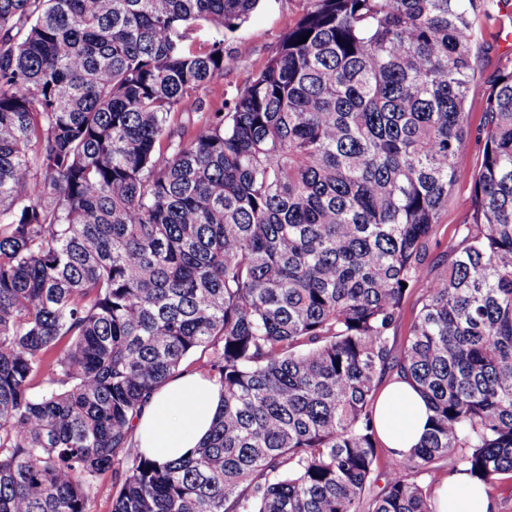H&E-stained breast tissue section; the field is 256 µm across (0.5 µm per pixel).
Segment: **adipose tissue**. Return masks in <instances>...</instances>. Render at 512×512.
I'll return each mask as SVG.
<instances>
[{"label":"adipose tissue","instance_id":"adipose-tissue-1","mask_svg":"<svg viewBox=\"0 0 512 512\" xmlns=\"http://www.w3.org/2000/svg\"><path fill=\"white\" fill-rule=\"evenodd\" d=\"M221 406L218 385L201 373H183L162 385L145 405L135 428L140 448L158 461L189 454L206 436ZM428 407L407 382L389 383L380 393L375 424L382 444L407 452L419 444ZM438 512H496L485 485L466 473L448 477L437 491Z\"/></svg>","mask_w":512,"mask_h":512}]
</instances>
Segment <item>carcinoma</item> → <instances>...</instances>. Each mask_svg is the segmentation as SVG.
Returning a JSON list of instances; mask_svg holds the SVG:
<instances>
[{
    "mask_svg": "<svg viewBox=\"0 0 512 512\" xmlns=\"http://www.w3.org/2000/svg\"><path fill=\"white\" fill-rule=\"evenodd\" d=\"M257 3L0 0V512H90L105 474L112 512H436L445 460L512 481V60L429 248L493 0H309L192 128L226 53L196 30ZM197 352L224 406L160 463L134 421ZM388 377L431 416L373 495ZM422 292V288H417L405 300L395 333L390 336V344L396 351L403 347L408 338L411 323L421 306L419 299Z\"/></svg>",
    "mask_w": 512,
    "mask_h": 512,
    "instance_id": "obj_1",
    "label": "carcinoma"
}]
</instances>
